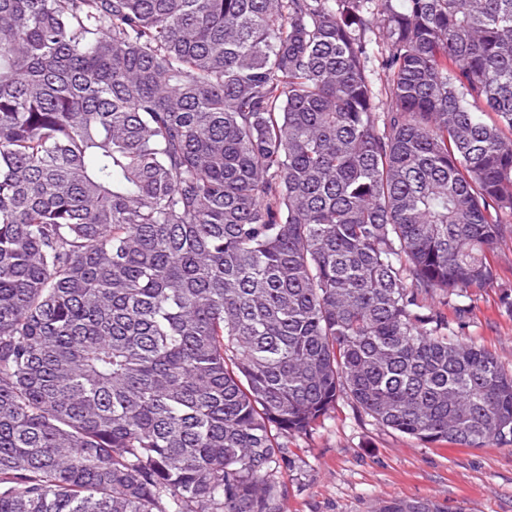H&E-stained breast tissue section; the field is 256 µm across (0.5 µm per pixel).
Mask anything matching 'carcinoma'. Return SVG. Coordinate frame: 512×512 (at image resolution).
<instances>
[{"label": "carcinoma", "mask_w": 512, "mask_h": 512, "mask_svg": "<svg viewBox=\"0 0 512 512\" xmlns=\"http://www.w3.org/2000/svg\"><path fill=\"white\" fill-rule=\"evenodd\" d=\"M511 219L512 0H0V512H282L342 396L512 444L441 310Z\"/></svg>", "instance_id": "1"}]
</instances>
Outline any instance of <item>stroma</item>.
Wrapping results in <instances>:
<instances>
[{
  "instance_id": "obj_1",
  "label": "stroma",
  "mask_w": 512,
  "mask_h": 512,
  "mask_svg": "<svg viewBox=\"0 0 512 512\" xmlns=\"http://www.w3.org/2000/svg\"><path fill=\"white\" fill-rule=\"evenodd\" d=\"M493 283L473 288L446 308L448 330L495 353L512 372V234L500 240ZM291 466L283 512H377L392 499H430L448 512H512V445L461 448L400 435L340 398L330 418L288 440Z\"/></svg>"
}]
</instances>
